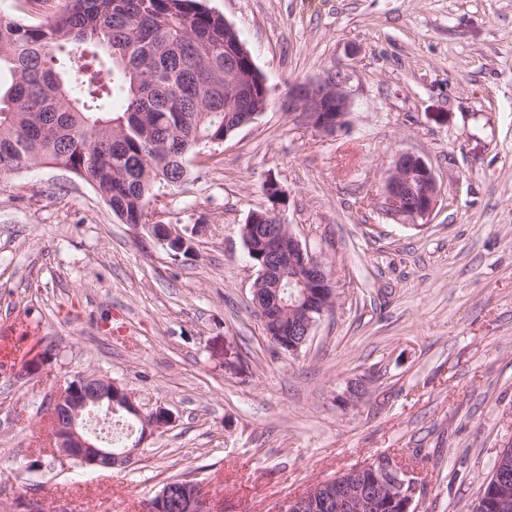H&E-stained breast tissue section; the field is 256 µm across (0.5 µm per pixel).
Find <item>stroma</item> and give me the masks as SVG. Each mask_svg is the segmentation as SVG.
I'll list each match as a JSON object with an SVG mask.
<instances>
[{"label":"stroma","instance_id":"stroma-1","mask_svg":"<svg viewBox=\"0 0 512 512\" xmlns=\"http://www.w3.org/2000/svg\"><path fill=\"white\" fill-rule=\"evenodd\" d=\"M266 79L267 109L204 144L146 206L199 224L194 257L115 217L85 182L37 166L0 178V512H139L169 478L220 512L275 503L390 454L418 512H471L512 447V0H205ZM346 82L344 127L283 103ZM400 151L440 190L421 225L381 206ZM277 208L329 264L332 314L295 356L251 306L240 228ZM172 416L129 468L55 458L42 409L77 370Z\"/></svg>","mask_w":512,"mask_h":512}]
</instances>
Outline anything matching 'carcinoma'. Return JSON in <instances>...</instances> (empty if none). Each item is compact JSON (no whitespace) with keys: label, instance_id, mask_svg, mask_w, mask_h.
I'll return each mask as SVG.
<instances>
[{"label":"carcinoma","instance_id":"obj_1","mask_svg":"<svg viewBox=\"0 0 512 512\" xmlns=\"http://www.w3.org/2000/svg\"><path fill=\"white\" fill-rule=\"evenodd\" d=\"M236 34L200 0H67L31 23L0 16V175L51 164L85 180L125 224H140L162 187L183 182L187 159L224 138L228 118L261 103L224 96ZM256 221L244 242L260 266ZM263 283L258 302L290 322L292 289Z\"/></svg>","mask_w":512,"mask_h":512}]
</instances>
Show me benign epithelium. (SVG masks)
Instances as JSON below:
<instances>
[{"instance_id":"obj_1","label":"benign epithelium","mask_w":512,"mask_h":512,"mask_svg":"<svg viewBox=\"0 0 512 512\" xmlns=\"http://www.w3.org/2000/svg\"><path fill=\"white\" fill-rule=\"evenodd\" d=\"M241 56L248 64L242 69L226 72L224 84L239 85L247 90H259L262 99H269V90L262 73L256 67L250 52L239 44ZM350 100L344 89V80L333 83H309L295 86L288 100V109L306 113L308 122L318 130L331 131L342 127L349 112ZM439 188L432 168L419 155L403 151L397 154L388 170L382 190V207L387 214L405 222L415 223L432 214L439 203ZM288 256L290 268L301 283L309 285L303 291L304 333L281 330L269 339L296 355L308 342L319 318L333 307V298L326 297L331 280L325 263L304 247L289 226ZM259 249L267 258L261 275L279 283L282 280L281 266L276 259L282 251L281 238L273 232L261 238ZM318 317H312V314ZM121 406L130 416L143 424L140 436L126 448L112 447V439L90 430L86 416L97 409L110 410ZM46 414L56 426V444L53 454L62 459H78L82 463L101 467H127L133 463L141 443L155 430L167 426L171 415L159 407L147 415L134 397L116 381L98 376H77L50 395ZM494 483L487 499L482 501L479 512H507L512 507V497L505 492L506 479L499 475V464L492 467ZM410 474L394 463L384 466L378 473L366 465L353 468L332 479L323 481L301 497L287 498L277 512H368L385 496L393 501H402L401 512H415V498H403ZM172 495L170 485L164 487L151 499L142 503L141 512H161L163 503ZM181 507L185 512H217L213 499L197 487H186L181 492Z\"/></svg>"}]
</instances>
